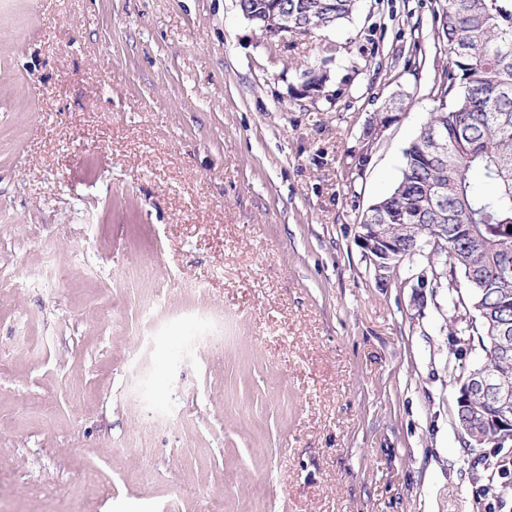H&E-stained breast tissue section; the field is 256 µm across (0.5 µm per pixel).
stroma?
Here are the masks:
<instances>
[{
	"mask_svg": "<svg viewBox=\"0 0 512 512\" xmlns=\"http://www.w3.org/2000/svg\"><path fill=\"white\" fill-rule=\"evenodd\" d=\"M437 8L321 40L236 0H0V512H512V446L458 425L473 310L357 243L439 104Z\"/></svg>",
	"mask_w": 512,
	"mask_h": 512,
	"instance_id": "35a3bbf8",
	"label": "stroma"
}]
</instances>
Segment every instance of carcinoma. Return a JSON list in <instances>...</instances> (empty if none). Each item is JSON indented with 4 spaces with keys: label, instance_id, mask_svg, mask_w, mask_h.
Wrapping results in <instances>:
<instances>
[{
    "label": "carcinoma",
    "instance_id": "obj_1",
    "mask_svg": "<svg viewBox=\"0 0 512 512\" xmlns=\"http://www.w3.org/2000/svg\"><path fill=\"white\" fill-rule=\"evenodd\" d=\"M288 2V36L339 26L357 0H242L258 28ZM437 45L448 54L440 105L403 152L383 209L365 218L392 245V271L419 257L462 274L475 320L448 322V335L477 334L484 352L474 370L512 381V352L498 343L512 329V0H439ZM481 389L467 394L459 426H479L497 441L509 427Z\"/></svg>",
    "mask_w": 512,
    "mask_h": 512
}]
</instances>
